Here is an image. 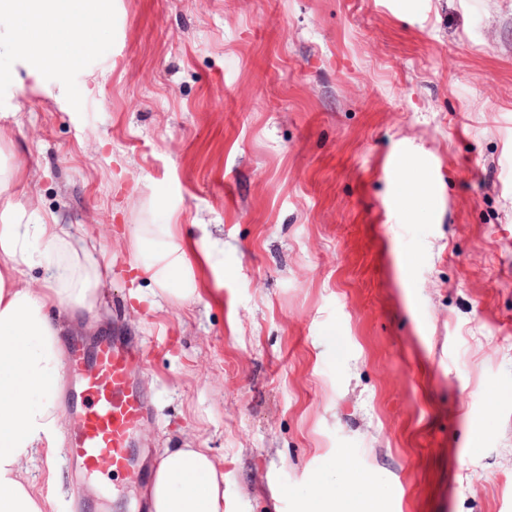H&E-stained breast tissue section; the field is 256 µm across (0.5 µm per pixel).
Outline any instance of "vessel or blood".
Segmentation results:
<instances>
[{"label": "vessel or blood", "instance_id": "1", "mask_svg": "<svg viewBox=\"0 0 512 512\" xmlns=\"http://www.w3.org/2000/svg\"><path fill=\"white\" fill-rule=\"evenodd\" d=\"M141 359L116 337L102 339L93 354L79 347L71 352L69 367L81 373L82 385L66 404L72 428L63 452L87 472L103 464L115 473L134 467L133 439L147 411L133 372Z\"/></svg>", "mask_w": 512, "mask_h": 512}]
</instances>
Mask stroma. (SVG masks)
Returning <instances> with one entry per match:
<instances>
[{
	"mask_svg": "<svg viewBox=\"0 0 512 512\" xmlns=\"http://www.w3.org/2000/svg\"><path fill=\"white\" fill-rule=\"evenodd\" d=\"M109 39L70 101L0 104L29 222L111 267L65 346L149 354L139 474L41 450L48 512H147L165 448L223 461L228 512H512V0H118ZM188 238L207 294L138 277ZM353 507H344L342 504L339 505V509L336 511V501L331 499H325L322 505V509L318 512H382L379 510L378 502L373 497H361L356 498L353 501Z\"/></svg>",
	"mask_w": 512,
	"mask_h": 512,
	"instance_id": "35a3bbf8",
	"label": "stroma"
}]
</instances>
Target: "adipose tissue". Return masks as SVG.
Segmentation results:
<instances>
[{
  "label": "adipose tissue",
  "instance_id": "obj_1",
  "mask_svg": "<svg viewBox=\"0 0 512 512\" xmlns=\"http://www.w3.org/2000/svg\"><path fill=\"white\" fill-rule=\"evenodd\" d=\"M116 0H0V56L13 62L0 73V89L34 80L49 97L72 93L56 75L77 51L105 52ZM14 170L0 169V512H47L21 466L55 445L63 410L60 397L66 321L92 313L108 272L55 224H28L26 210L9 196ZM193 242L175 244L143 272L161 291L190 298L185 255ZM43 267L39 285L22 281L25 269ZM55 307L61 320L46 316ZM205 448H167L153 469L151 512H224V474Z\"/></svg>",
  "mask_w": 512,
  "mask_h": 512
}]
</instances>
